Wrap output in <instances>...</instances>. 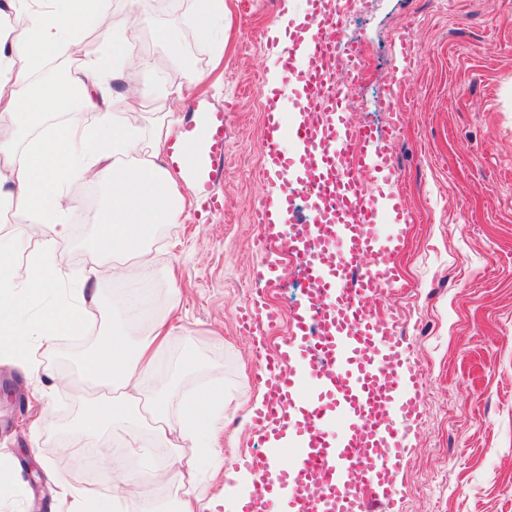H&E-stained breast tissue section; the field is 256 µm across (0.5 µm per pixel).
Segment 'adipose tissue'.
Returning <instances> with one entry per match:
<instances>
[{"label": "adipose tissue", "instance_id": "1", "mask_svg": "<svg viewBox=\"0 0 512 512\" xmlns=\"http://www.w3.org/2000/svg\"><path fill=\"white\" fill-rule=\"evenodd\" d=\"M123 11L111 0H0V207L20 213L24 222L0 226V358L13 359L24 371L64 336L86 334L91 312L100 308L98 283L104 278L149 279L156 268L148 242L161 224L179 223L188 201L163 165L174 108L186 88L206 83L207 73H188L183 85L144 93L132 67V38L140 23L141 0H125ZM98 35L87 41L86 32ZM75 59L64 81H47L45 69L58 58ZM152 107L161 118L150 137L131 121ZM63 123L44 127L46 117ZM36 132L20 143L19 131ZM90 180L108 186L110 199L97 215L87 274L76 281L70 299L56 298L66 275L57 260L60 241L72 231L76 202L72 184ZM26 258L28 275L13 274ZM133 300L113 307V327L71 379L74 402L82 410L72 448L98 447V436L116 421L151 414L152 441L181 458L184 443L207 450L208 415L218 408L211 389L189 396L180 407L178 427L166 419L164 396L146 387L156 360L173 331L169 318L155 320L143 334L130 337L124 319H139ZM200 471L187 462L176 475L157 469L152 482L117 474L113 498L149 495L152 483L176 478L182 494L174 512H205L192 491Z\"/></svg>", "mask_w": 512, "mask_h": 512}]
</instances>
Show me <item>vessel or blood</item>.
I'll return each mask as SVG.
<instances>
[{"mask_svg": "<svg viewBox=\"0 0 512 512\" xmlns=\"http://www.w3.org/2000/svg\"><path fill=\"white\" fill-rule=\"evenodd\" d=\"M341 0H308L303 23L272 42L284 80L267 85L262 172L269 190L254 211L265 248L300 258L314 287L293 317V337L266 363L269 393L252 422L268 441L294 430L301 436L294 467L267 474V462L241 457L237 466L261 484L239 512H395L397 476L420 418L418 374L403 362V340L376 316V301L399 279L392 257L399 238L380 239L382 216L407 221L400 197L387 193L395 172L384 160L376 132L355 126L344 100L325 93L330 64L343 56L358 72L361 58L328 33L340 21ZM293 103L301 120L281 119ZM196 119L169 145L168 164L196 191L202 213L223 209L212 190L224 159V113L203 102ZM311 189L307 216L293 209V194ZM340 194L343 207L323 219V196ZM321 334L309 338L312 326ZM323 492L303 498L311 473Z\"/></svg>", "mask_w": 512, "mask_h": 512, "instance_id": "vessel-or-blood-1", "label": "vessel or blood"}]
</instances>
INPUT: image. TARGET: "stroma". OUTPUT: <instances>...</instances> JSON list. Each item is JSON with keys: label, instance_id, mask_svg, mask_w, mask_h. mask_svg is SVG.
<instances>
[{"label": "stroma", "instance_id": "35a3bbf8", "mask_svg": "<svg viewBox=\"0 0 512 512\" xmlns=\"http://www.w3.org/2000/svg\"><path fill=\"white\" fill-rule=\"evenodd\" d=\"M307 0H226L224 49L201 47L191 36L188 4L157 7L144 0L140 52L148 88L181 83L189 71H209L217 84L189 93L224 112V165L214 190L223 211L207 216L188 208L180 223L161 225L151 250L154 316L176 308L180 320L160 360L170 421L191 391L221 383L224 418L217 451L225 467L242 455L268 454L252 416L265 377L257 348L274 354L292 332L306 302V273L282 261L278 279L256 283L264 260L253 212L266 191L261 175L264 78L275 72L267 42L276 23L301 21ZM180 35L178 52L158 38ZM366 43L365 78L347 105L357 124L388 139L392 185L407 207L405 224L379 225L380 237L400 234L395 263L401 278L377 311L403 336L404 357L421 375V417L399 470L398 512H512V0H367L350 21ZM408 51H401V42ZM404 73L401 93L387 85ZM87 197L71 236L59 245L78 275L95 232L102 187ZM280 316L262 338L249 335L239 313L263 304ZM97 334L60 338L41 361L58 378L44 402L30 396L31 376L0 362V385L15 397L0 402V453L15 457L16 475L0 487V512H67L60 486L80 484L112 494L111 470L83 475L67 449L81 410L66 383ZM53 432L33 438L41 413ZM47 462L50 473L38 470Z\"/></svg>", "mask_w": 512, "mask_h": 512}]
</instances>
